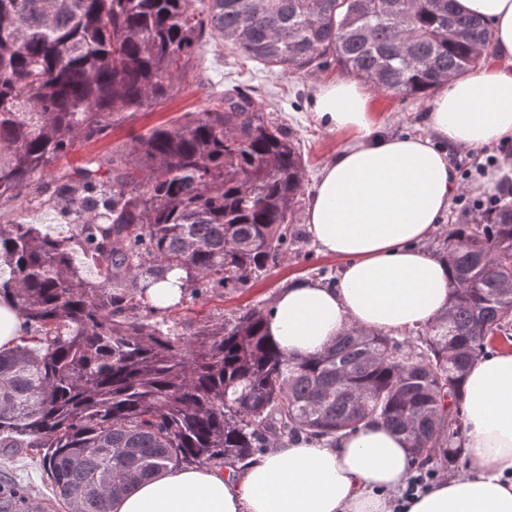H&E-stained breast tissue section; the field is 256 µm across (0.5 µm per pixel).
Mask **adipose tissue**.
Segmentation results:
<instances>
[{
	"label": "adipose tissue",
	"mask_w": 512,
	"mask_h": 512,
	"mask_svg": "<svg viewBox=\"0 0 512 512\" xmlns=\"http://www.w3.org/2000/svg\"><path fill=\"white\" fill-rule=\"evenodd\" d=\"M454 7L490 26L501 64L449 78L425 116L428 135L381 133L356 81L313 95L316 119L349 138L324 164L301 222L346 265L336 287L297 278L274 296L265 331L284 352H319L351 327L405 332L448 304V267L424 248L458 190L447 150L512 140V0ZM462 405L467 470L409 499V445L374 421L332 446L281 443L237 473L170 469L138 482L114 512H512V350L472 365Z\"/></svg>",
	"instance_id": "obj_1"
}]
</instances>
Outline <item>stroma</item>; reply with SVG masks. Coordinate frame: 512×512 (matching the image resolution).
Segmentation results:
<instances>
[{"mask_svg":"<svg viewBox=\"0 0 512 512\" xmlns=\"http://www.w3.org/2000/svg\"><path fill=\"white\" fill-rule=\"evenodd\" d=\"M338 66L301 74H280L242 58L223 42L204 37L195 57L186 65L173 91L163 101L125 116L109 129L106 136L79 142L60 160L62 166H80L86 158L128 146L137 135L160 125L175 126L204 109L217 104L220 96L237 90L248 93L271 122L280 125L299 146L305 162L304 196H311L322 164L335 154L348 138L347 133L332 131L315 119L310 99L315 81L343 78ZM366 94L383 132L388 134H423L424 115L431 99L407 98L366 87ZM512 157V142L488 149L456 148L454 164L467 168L458 176L463 196L452 199L426 248L439 254L450 225L460 222L464 211L483 197L477 184L489 170V157ZM343 259L324 255L311 237H304L291 250L270 261L266 272L242 289L218 288L199 298H184L171 316L179 330L192 333L205 325L230 320L241 310L268 306L274 295L295 278L309 277L327 285L336 284L344 267ZM38 448H0V480L24 486L31 503L46 505L52 495L50 481L42 467Z\"/></svg>","mask_w":512,"mask_h":512,"instance_id":"obj_1","label":"stroma"}]
</instances>
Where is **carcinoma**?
<instances>
[{
    "instance_id": "carcinoma-1",
    "label": "carcinoma",
    "mask_w": 512,
    "mask_h": 512,
    "mask_svg": "<svg viewBox=\"0 0 512 512\" xmlns=\"http://www.w3.org/2000/svg\"><path fill=\"white\" fill-rule=\"evenodd\" d=\"M201 2L0 0V300L25 322L0 350V448L44 449L41 512H113L171 467L241 469L282 441L332 443L373 420L433 474L462 458L469 368L512 341V199L448 237V306L411 340L352 329L294 356L266 336L265 307L186 335L150 304L174 270L195 298L242 288L300 239L301 152L246 93L55 167L165 99L205 31L283 73L335 64L404 97L475 70L492 38L453 0ZM27 188L70 237L15 213ZM24 501L0 484V512Z\"/></svg>"
}]
</instances>
